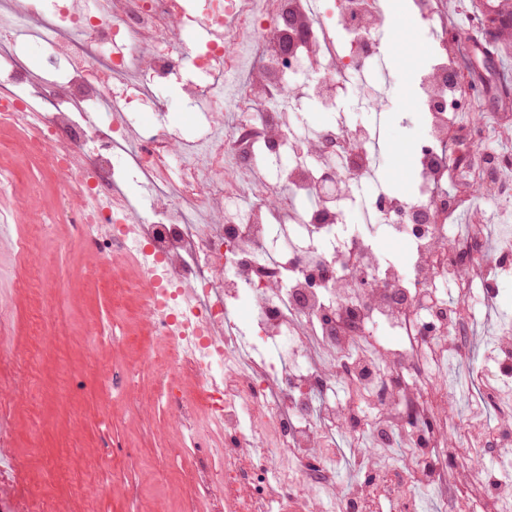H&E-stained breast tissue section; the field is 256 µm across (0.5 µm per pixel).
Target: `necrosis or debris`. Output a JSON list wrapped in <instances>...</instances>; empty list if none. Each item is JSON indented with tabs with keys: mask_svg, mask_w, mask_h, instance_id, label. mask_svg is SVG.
Here are the masks:
<instances>
[{
	"mask_svg": "<svg viewBox=\"0 0 512 512\" xmlns=\"http://www.w3.org/2000/svg\"><path fill=\"white\" fill-rule=\"evenodd\" d=\"M309 2L194 0L209 24L235 28L190 56L170 35L173 0H29L0 25V126L73 178L56 212L17 236L20 275L34 237L71 218L104 259L141 271L112 286L144 296L166 347L150 365L194 380L157 398L177 417L172 456L215 441L198 484L220 489L224 512H416L425 497L433 512H512L511 317L483 339L486 372L470 378L479 405L448 416V364L469 353L486 304L476 278L496 259L483 225L452 235L446 224L448 107L463 88L442 5L410 3L431 50L417 192L403 197L378 185V123L296 118L306 99L335 111L349 89L379 102L385 13L378 0ZM34 42L48 71L37 82L24 50ZM187 59L200 135L133 125ZM283 151L277 179H257ZM128 169L148 202L114 194ZM349 207L364 231H348ZM376 227L408 245L405 261L378 250ZM486 458L498 471L489 491Z\"/></svg>",
	"mask_w": 512,
	"mask_h": 512,
	"instance_id": "1",
	"label": "necrosis or debris"
}]
</instances>
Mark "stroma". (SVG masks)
I'll use <instances>...</instances> for the list:
<instances>
[{"instance_id": "1", "label": "stroma", "mask_w": 512, "mask_h": 512, "mask_svg": "<svg viewBox=\"0 0 512 512\" xmlns=\"http://www.w3.org/2000/svg\"><path fill=\"white\" fill-rule=\"evenodd\" d=\"M390 21L383 50L392 78L388 104L381 111L385 163L379 173L394 192L412 189L411 152L421 130L415 111L414 57L404 52L393 31L406 29L409 0H381ZM468 54L470 83L482 85L486 126H499L512 114V88L498 81V64L512 59V38L494 41L491 54L468 49L467 39L455 44ZM469 202L459 222L512 225V209L461 185ZM15 229L0 232V335L11 352L0 355V438L12 449L22 474L9 496L0 497V512H21L37 500L56 512H224L221 495L199 498L191 476L206 464L196 452L178 462L166 454L176 440V420L155 397L161 378L139 368L140 353L150 336L139 299H124V325L132 334L115 344L100 339L109 330L116 301L109 287L112 264L75 232L59 224L51 236L34 242L28 260L39 271L38 288H21ZM63 300L71 327L55 334L47 328L51 299ZM27 360L36 380L35 395L17 390V362ZM138 369L127 384L130 369ZM171 468L165 486L155 481V468Z\"/></svg>"}]
</instances>
